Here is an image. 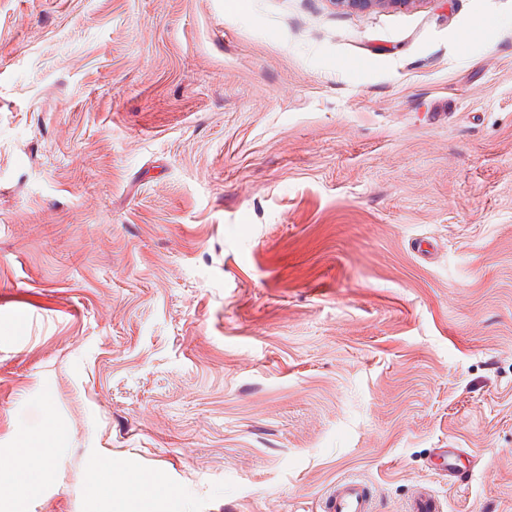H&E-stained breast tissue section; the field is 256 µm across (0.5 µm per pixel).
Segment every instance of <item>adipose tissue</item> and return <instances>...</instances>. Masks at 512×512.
<instances>
[{"label":"adipose tissue","mask_w":512,"mask_h":512,"mask_svg":"<svg viewBox=\"0 0 512 512\" xmlns=\"http://www.w3.org/2000/svg\"><path fill=\"white\" fill-rule=\"evenodd\" d=\"M56 475L54 448H23L9 462L0 464V496L34 494L52 483ZM91 495L107 502L111 512H157L163 494L147 476L131 474L102 461L92 470Z\"/></svg>","instance_id":"ef3b65f1"}]
</instances>
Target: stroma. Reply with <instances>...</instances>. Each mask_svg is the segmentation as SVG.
Wrapping results in <instances>:
<instances>
[{
	"label": "stroma",
	"mask_w": 512,
	"mask_h": 512,
	"mask_svg": "<svg viewBox=\"0 0 512 512\" xmlns=\"http://www.w3.org/2000/svg\"><path fill=\"white\" fill-rule=\"evenodd\" d=\"M36 443L0 512H97L102 459L176 512H512V0H0V459ZM331 2L343 9L370 11L376 9H390L407 7L415 0H331ZM56 475L55 448H21L9 462L0 464V498L15 494H36L52 483ZM435 455L438 458L448 460V484L451 486H457L458 488L466 485L467 482L472 481L474 476V466L471 470L465 473H460L458 461L460 455L457 452H461L458 448H434ZM376 494L357 477L336 481L323 495L322 512H376ZM406 512H443L442 500L430 484L415 485Z\"/></svg>",
	"instance_id": "stroma-1"
}]
</instances>
